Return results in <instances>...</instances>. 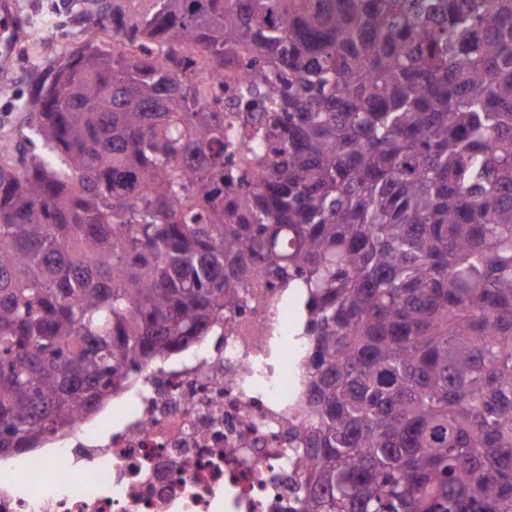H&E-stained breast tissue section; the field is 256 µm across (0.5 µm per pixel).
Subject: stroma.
Returning <instances> with one entry per match:
<instances>
[{
	"label": "stroma",
	"mask_w": 512,
	"mask_h": 512,
	"mask_svg": "<svg viewBox=\"0 0 512 512\" xmlns=\"http://www.w3.org/2000/svg\"><path fill=\"white\" fill-rule=\"evenodd\" d=\"M89 0H10L12 10L22 12L24 52L0 55V146H7L14 160L33 152L25 138L27 100L31 83L40 69L60 54L77 49L94 32L89 22ZM56 26L58 40L45 41L48 26Z\"/></svg>",
	"instance_id": "obj_1"
}]
</instances>
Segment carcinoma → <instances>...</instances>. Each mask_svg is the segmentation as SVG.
Returning <instances> with one entry per match:
<instances>
[{"mask_svg":"<svg viewBox=\"0 0 512 512\" xmlns=\"http://www.w3.org/2000/svg\"><path fill=\"white\" fill-rule=\"evenodd\" d=\"M0 164V454L297 296L296 512H512V0H100ZM258 105L224 133L201 69Z\"/></svg>","mask_w":512,"mask_h":512,"instance_id":"obj_1","label":"carcinoma"}]
</instances>
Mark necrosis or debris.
<instances>
[{
	"instance_id": "obj_1",
	"label": "necrosis or debris",
	"mask_w": 512,
	"mask_h": 512,
	"mask_svg": "<svg viewBox=\"0 0 512 512\" xmlns=\"http://www.w3.org/2000/svg\"><path fill=\"white\" fill-rule=\"evenodd\" d=\"M252 76L240 63L205 71L225 123ZM252 295L210 335L142 365L111 402L0 458V512H292L305 339L282 289Z\"/></svg>"
}]
</instances>
